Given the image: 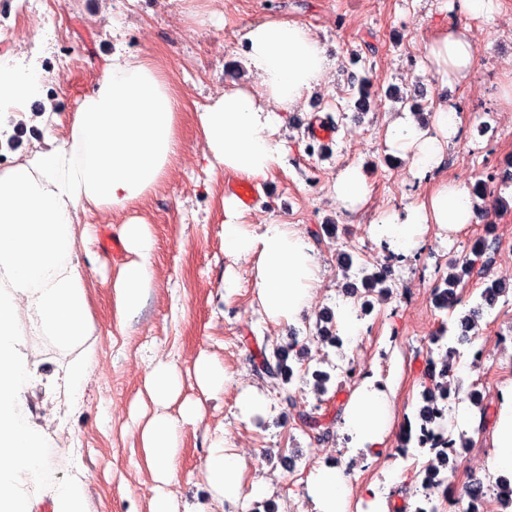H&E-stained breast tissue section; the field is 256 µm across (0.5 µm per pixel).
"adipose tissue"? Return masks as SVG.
I'll list each match as a JSON object with an SVG mask.
<instances>
[{
  "label": "adipose tissue",
  "mask_w": 512,
  "mask_h": 512,
  "mask_svg": "<svg viewBox=\"0 0 512 512\" xmlns=\"http://www.w3.org/2000/svg\"><path fill=\"white\" fill-rule=\"evenodd\" d=\"M241 39L252 83L212 97L196 123L208 166L259 183L281 164L283 148L275 135L286 114L325 83L333 63L314 31L296 21L253 23ZM425 59L429 70L450 83L470 80L477 69L468 31L457 26L426 44ZM43 82L36 65L23 67L0 56V117L28 111L41 99ZM178 113V98L156 61L116 53L101 63L97 88L80 101L68 137L0 171V512H33L44 498L51 512H90L83 476L58 477L47 463L52 436L25 403L39 362L16 326L26 321L31 335L48 339L62 357L47 385V403L62 395L80 399L98 364L100 336L78 254L81 215L121 214L169 177L181 150ZM457 133L455 111L444 103L428 126L409 115L389 122L385 144L391 154L409 160L412 173L423 176L441 163ZM332 192L354 214L367 200L368 183L361 169L350 165L339 172ZM243 214L235 197L225 198L224 252L250 263L267 320L276 326L295 323L311 309L322 283L317 254L296 225L273 221L258 232L243 223ZM475 219L471 194L446 183L418 204L380 212L370 233L378 246L405 258L424 247L429 225L452 235ZM119 237L127 259L111 287L114 319L121 326L154 288L157 274L147 224L127 220ZM193 366L207 397L224 393L230 377L217 355L198 352ZM180 388L176 364L157 360L145 379L154 413L140 431L154 490L149 512H178L171 488L178 481L182 434L203 419L198 402L170 413ZM394 395L391 383L370 374L344 404L341 431L367 460H374L393 432ZM490 446L489 470L512 473V381L498 391ZM204 468L216 498L235 502L264 492L262 485L245 483V461L223 435L213 437ZM308 491L316 512H351L353 488L344 469L319 467L309 477Z\"/></svg>",
  "instance_id": "obj_1"
}]
</instances>
